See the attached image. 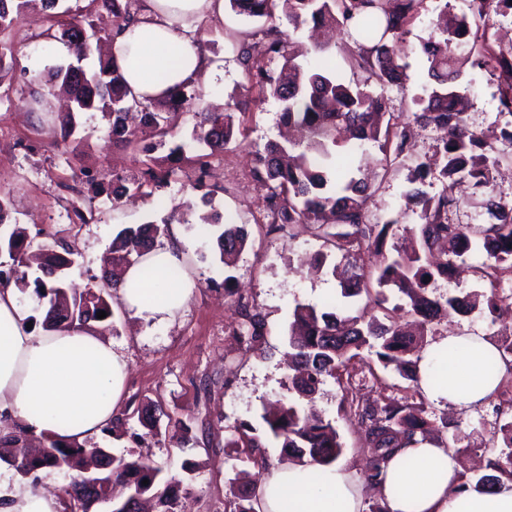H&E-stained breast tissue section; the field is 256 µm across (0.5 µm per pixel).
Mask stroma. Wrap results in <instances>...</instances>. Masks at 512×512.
Returning a JSON list of instances; mask_svg holds the SVG:
<instances>
[{
	"label": "stroma",
	"mask_w": 512,
	"mask_h": 512,
	"mask_svg": "<svg viewBox=\"0 0 512 512\" xmlns=\"http://www.w3.org/2000/svg\"><path fill=\"white\" fill-rule=\"evenodd\" d=\"M435 8V0H423L400 42L408 65L407 80L397 86L368 84L370 92L384 98L388 112L404 122L412 121L413 99L422 94L427 82L420 42L433 29ZM468 15V46L454 52L461 72L457 89L469 99L467 120L488 133L512 131V115L501 104L503 83L497 74L476 65L485 45L498 52L512 51V9L501 8L487 19ZM47 25L39 0H34L27 16L4 34L15 55L9 70L0 75V194L12 200L11 223L25 227L37 243L71 246L76 263L69 276L85 286L105 276V257L121 230L161 221L172 207L193 198L194 193L190 178L182 172L172 177L160 196L143 195L118 207L113 206L111 196L96 193V184L110 183L113 172L129 176L138 169L133 154L113 147L99 113L89 112L81 118L93 132L88 146L75 150L52 144L48 129L41 127L39 116L27 102L32 76L70 62L42 42L40 33ZM260 26V21L228 10L216 27L201 28L199 35L208 45L207 54L217 74L211 80L199 79L196 107L224 108L229 94L245 83L233 44L241 33ZM279 111V103L271 98L253 107L245 138L210 159V182L219 191L197 211L217 212L245 227L248 245L233 270H225L220 261L215 235L202 234L194 225H180L196 282L184 309L173 320L156 323L119 307L112 324L103 331L113 349L126 359L130 375L126 398L117 412L123 425L118 435H99L96 443L115 455L148 459L174 475L181 482L187 512H225L237 474L246 471L251 478H258L259 469L226 442L237 423L258 422L266 401L288 397L285 352L294 306L305 303L323 311L331 299L354 310L364 304L360 297H342L330 273L315 272L306 265V258L321 248L309 225L273 232L264 222L266 190L254 180L251 169L255 153L278 135ZM381 157L371 145L353 154L355 165L377 175L378 191L369 219L380 223L404 209V193L409 187L408 168L384 167ZM82 203L92 207L83 224L76 222L72 213L73 205ZM236 288L249 295L265 320L262 345L255 351L232 334L239 323L231 296ZM465 332L501 344L506 333H512V318L495 323L485 310L467 316L454 314L435 323L424 342L429 345L449 334ZM348 392L378 401L421 400L412 382L396 371L364 361L351 365L341 381L327 380L316 395V407L335 422L344 443L338 462L351 474L366 508L380 503L381 498L369 480L371 450L340 408L342 396ZM150 401L162 403L173 417L190 420L192 428H205L206 439L196 444L183 442L181 430L167 423L161 424L159 435L147 434L135 411ZM494 403L491 397L468 409L425 403L429 416L453 423L446 436L458 457L461 480L485 467L500 450ZM186 461L192 463V470H182Z\"/></svg>",
	"instance_id": "35a3bbf8"
}]
</instances>
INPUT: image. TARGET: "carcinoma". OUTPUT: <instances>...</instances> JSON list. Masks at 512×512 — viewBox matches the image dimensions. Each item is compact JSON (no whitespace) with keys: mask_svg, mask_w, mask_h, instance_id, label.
I'll return each instance as SVG.
<instances>
[{"mask_svg":"<svg viewBox=\"0 0 512 512\" xmlns=\"http://www.w3.org/2000/svg\"><path fill=\"white\" fill-rule=\"evenodd\" d=\"M28 0H0V30L19 23ZM137 0H89L92 10L112 15V28L98 30L100 38L111 41L136 18ZM236 14L264 19L268 25L250 32L236 41L234 51L245 70L248 85L244 93L232 95L234 107L242 118L234 124L231 113L198 110L191 138L174 146L169 155L157 157L155 149L174 137L180 126L183 109L197 98L192 84H179L162 100H142L129 88L117 63L106 56L98 58V69L84 73L83 80L69 82L68 68L52 70L51 79L66 86L72 99V110L56 117L59 125L51 131L53 138L80 147L91 133L77 136L75 115L98 112L107 124L112 143L140 156L138 177L112 175V201L117 204L130 190L147 191L151 195L170 183L176 174L169 161L189 165L195 173L192 188L200 193V201L209 203L213 189L205 182L208 158L223 152L244 135L243 116L250 108L249 94L259 88V97H271L281 104L279 123L293 132L283 141L270 142L254 159L252 176L267 189L264 198L267 223L273 230L294 224H311L323 239L327 252L341 254L343 266L333 265L332 274L339 278L346 297L365 295L368 302L382 307L386 302L384 288H397L406 305L385 310L386 322L368 315L364 307L345 316L319 312L310 305L295 306L288 338L289 355L294 373L288 376V391L300 398H311L327 379L341 380L351 362L366 350L383 367L389 366L399 375L419 386L418 359L411 358L419 337L428 335V326L451 314L465 315L478 306L477 296L441 294L435 282L451 278L459 262L477 244L486 253L484 268L512 270V201L490 199L486 202L489 221L475 218L458 220L460 199L454 186L467 181L472 193L484 195L493 181L500 162L494 142L470 126L456 108L459 72L454 67L452 49L467 43L470 25L467 15L438 25V35L421 41L426 58L427 78L434 86L414 99L420 111L414 120L422 127L440 131L443 150L434 165L410 154L413 144L407 125L393 122L384 101L367 90V82L399 84L405 65L399 63L398 44L408 26L419 13L423 0H228ZM284 19L297 30L311 24L316 28L335 27L346 31L354 47L344 61L366 74V81L345 80L337 71L336 60L329 55L331 44L321 43L315 51L322 54L320 65L305 69L298 62L306 55L302 45L291 39L276 21ZM95 29L92 14L78 19H50L42 36L64 43L70 54L86 59L93 53L87 29ZM278 58L281 67L271 74L266 61ZM491 67L509 82L512 89V52H495L482 65ZM136 112L140 125L153 130L157 142L141 143L139 130L127 124L128 115ZM377 145L384 159L408 158L410 168L406 209L418 214L416 241L396 255L378 271H366L360 263L366 252H382L393 228L400 223L392 219L383 224L372 223L369 204L375 194L373 185L358 175L349 164V150L356 145ZM442 184L441 191L431 194L425 189L427 177ZM202 224H224L216 244L224 265L231 267L247 245L244 227L223 220L219 214H202ZM164 232L149 222L123 230L112 243V269L119 270L138 261L151 250L154 239ZM0 252L8 253L12 263L7 278L19 287L28 285V271L36 269L51 279L37 277L34 285L45 299L47 311L42 326H60L97 317L104 311L114 316L112 290L109 286L71 288L67 283L73 251L66 245L61 251L45 246L32 249L20 231L0 237ZM234 304L240 323L234 335L243 339L249 349L261 346L264 319L254 305L238 295ZM343 409L357 421L364 440L374 449L369 462L373 481L380 479L383 465L399 448H406L416 437L430 439L434 421L426 415L424 403L401 404L394 401L362 402L353 395L343 397ZM140 423L153 432L161 417L168 413L158 403L149 402L137 409ZM264 433L248 422L235 427L236 435L226 446L239 448L254 465L265 468L268 460L260 451L263 439L278 443L288 457L301 466H330L343 453V443L332 421L295 401L270 405L261 415ZM503 447L497 457L488 461L493 475L470 479L462 490L483 492L512 480V418L500 426ZM0 446L14 449L10 459L23 478L36 475L44 468L58 464L75 470L84 465L89 451L97 455L96 467L86 474L84 482L92 487H112L113 505L118 512L143 497L157 500L162 512H184L180 496L181 481L163 477L162 468L135 455L111 454L95 445L64 443L50 434L43 444L31 448V437L21 426L0 432ZM148 484H142L143 480ZM237 493L230 501V512H255V492L246 476L238 478Z\"/></svg>","mask_w":512,"mask_h":512,"instance_id":"obj_1","label":"carcinoma"}]
</instances>
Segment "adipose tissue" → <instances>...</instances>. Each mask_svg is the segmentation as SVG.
<instances>
[{
    "instance_id": "obj_1",
    "label": "adipose tissue",
    "mask_w": 512,
    "mask_h": 512,
    "mask_svg": "<svg viewBox=\"0 0 512 512\" xmlns=\"http://www.w3.org/2000/svg\"><path fill=\"white\" fill-rule=\"evenodd\" d=\"M224 0H144L142 12L108 47L130 87L163 99L173 85L211 77L214 66L196 45L202 24L222 21ZM166 248L146 252L125 268L119 285L134 316L160 323L189 301L195 281L179 232ZM180 269L177 282L150 270ZM418 371L428 397L465 408L501 381L496 344L484 336L450 335L427 346ZM128 364L97 323L76 322L33 333L15 283L0 284V422H18L29 434L49 432L87 443L110 423L123 399ZM451 449L425 440L395 454L378 487L386 512H512V482L493 491H463ZM361 495L339 465H283L258 488L256 512H360ZM58 495L33 488L0 460V512H60Z\"/></svg>"
}]
</instances>
